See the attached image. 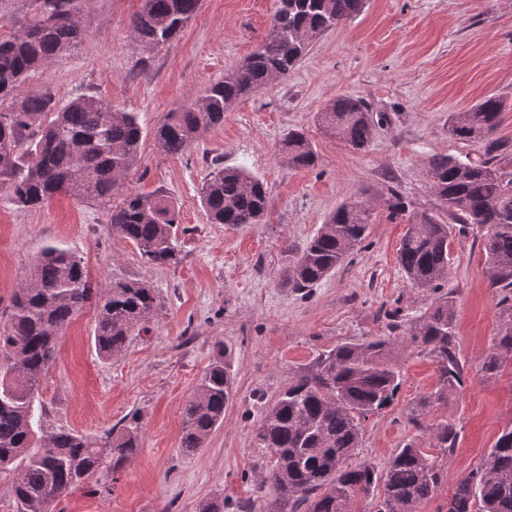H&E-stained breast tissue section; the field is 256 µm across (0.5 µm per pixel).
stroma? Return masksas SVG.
<instances>
[{"mask_svg":"<svg viewBox=\"0 0 512 512\" xmlns=\"http://www.w3.org/2000/svg\"><path fill=\"white\" fill-rule=\"evenodd\" d=\"M142 5L79 0L85 40L25 88L52 89L62 102L94 95L137 114L142 142L125 190H160L176 202L179 259L146 262L134 244L109 233L105 210L91 202L60 194L36 208L18 207L0 176V327L47 245L75 253L100 285L140 279L160 296L158 313L116 358L102 359L95 350L94 308H85L59 338L56 361L39 386L45 429L97 436L135 413L142 434L136 457L111 485L90 476L57 500L53 512H197L216 496L230 506L243 500L261 506L269 490L261 483L255 433L265 407L320 354L389 335L394 310L410 327L433 300L398 266L405 226L389 217L391 190L437 212L428 162L480 153V146L450 137L448 117L489 95L506 107L496 137L512 150V0H368L359 16L316 39L287 76L235 104L222 125L178 154L162 151L156 129L167 112L202 95L266 38L274 0H201L180 35L144 62L131 29ZM341 94L364 99L385 117L366 151L345 147L315 121ZM294 129L311 140L315 167L281 161L280 142ZM215 157L263 181L270 200L263 223H209L200 188ZM352 196L373 206L363 249L312 288L282 287L288 247H302ZM483 242L479 228L450 235L461 388L421 424L412 423L411 407L437 384L436 365L419 351H398L400 390L368 420L357 450L358 461L381 467L408 441L426 449L440 464L442 481L420 512H446L457 485L512 427V362L492 378L481 371L503 322ZM223 347L235 396L223 425L197 452L184 453L183 407ZM446 420L458 431L449 454L434 447L428 431Z\"/></svg>","mask_w":512,"mask_h":512,"instance_id":"stroma-1","label":"stroma"}]
</instances>
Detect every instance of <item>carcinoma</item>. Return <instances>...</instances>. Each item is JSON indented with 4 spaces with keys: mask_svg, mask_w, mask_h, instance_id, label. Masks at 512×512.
I'll return each mask as SVG.
<instances>
[{
    "mask_svg": "<svg viewBox=\"0 0 512 512\" xmlns=\"http://www.w3.org/2000/svg\"><path fill=\"white\" fill-rule=\"evenodd\" d=\"M23 30L0 39V175L11 176L16 205L39 206L65 193L93 201L108 214L112 235L135 244L153 264H175L179 212L160 191L127 195L117 180L129 172L140 149L141 128L133 112L103 99L79 95L58 105L50 89L29 93L26 81L54 58L81 45L86 30L76 0H48ZM200 0H144L131 21L135 50L144 55L174 40L196 15ZM366 0H275L267 36L224 78L202 95L166 114L155 132L167 153L185 151L207 131L224 123V112L284 76L308 52L319 35L360 15ZM504 106L488 96L465 112L454 113L448 132L462 143L484 147L478 157L439 155L428 176L440 209L463 232L487 228L484 250L493 287L500 290L503 324L499 351L486 356L481 370L493 376L503 353L512 351V173L502 171V145L493 137ZM318 125L355 151L372 144L384 115L352 95L330 100L316 116ZM33 139L34 147H25ZM280 158L293 168L315 166L318 155L298 130L283 139ZM201 203L212 224H258L269 208L263 181L241 166L214 169L201 190ZM392 219L407 218L397 261L415 288L438 294L414 326L400 336L344 343L319 355L296 373L264 411L256 430L264 454L263 485L271 496L267 512H351L354 500L383 486L377 512H418L441 481L435 461L410 441L385 468L351 459L361 447L364 423L388 407L401 385L396 349L414 347L436 364L438 383L420 398L412 421L463 384L453 332V291L448 285V224L427 211L409 208L392 193ZM373 207L360 197L342 202L301 249L288 248L281 286L305 290L319 284L361 248L372 223ZM96 307L94 345L103 359L118 356L129 339L152 318L160 299L143 280L99 288L87 279L73 253L47 245L30 279L15 292L9 319L0 330V354L20 359L15 372L0 366V473L13 475L20 512H38L87 477L103 478L130 464L138 453L142 427L137 414L120 430L102 436L69 431L51 435L42 445L43 408L36 402L38 382L55 359L57 336L88 305ZM234 393L227 354L218 353L183 408L181 448L190 453L224 423V409ZM435 447L452 451L458 431L443 421L429 431ZM448 512H512V428L498 435L483 463L461 481L448 500Z\"/></svg>",
    "mask_w": 512,
    "mask_h": 512,
    "instance_id": "1",
    "label": "carcinoma"
}]
</instances>
